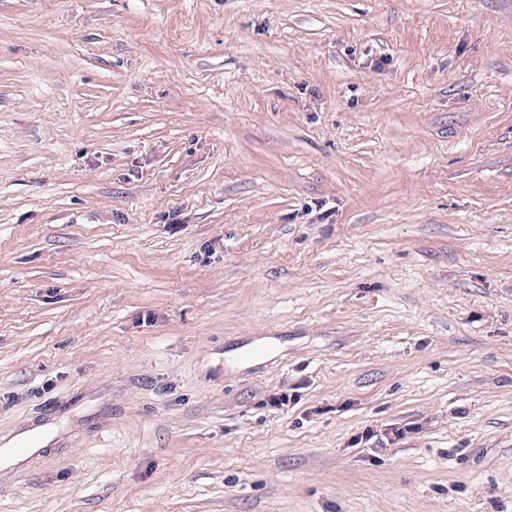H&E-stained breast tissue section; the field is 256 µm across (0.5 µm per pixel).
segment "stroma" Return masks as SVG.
<instances>
[{
  "label": "stroma",
  "mask_w": 512,
  "mask_h": 512,
  "mask_svg": "<svg viewBox=\"0 0 512 512\" xmlns=\"http://www.w3.org/2000/svg\"><path fill=\"white\" fill-rule=\"evenodd\" d=\"M43 426L0 512H512V0H0Z\"/></svg>",
  "instance_id": "1"
}]
</instances>
